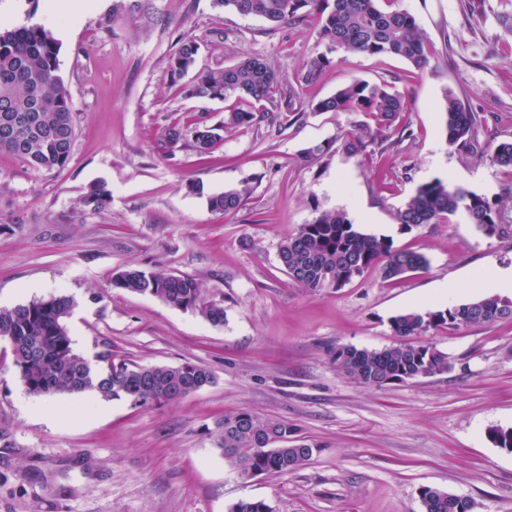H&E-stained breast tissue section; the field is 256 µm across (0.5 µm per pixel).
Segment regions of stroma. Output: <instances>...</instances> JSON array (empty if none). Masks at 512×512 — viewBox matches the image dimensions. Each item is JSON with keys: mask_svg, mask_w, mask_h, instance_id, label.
Segmentation results:
<instances>
[{"mask_svg": "<svg viewBox=\"0 0 512 512\" xmlns=\"http://www.w3.org/2000/svg\"><path fill=\"white\" fill-rule=\"evenodd\" d=\"M49 3L0 0L1 29L41 26L59 41L76 121L62 168L0 153V308L68 296L79 354L190 362L214 381L145 409L90 393L39 399L0 342V512H227L250 499L274 512H422L424 486L473 500L475 512H512V452L487 436L512 428V319L419 336L448 354L443 374L371 387L334 360L340 347L396 343L401 312L490 294L466 275L512 268V237L485 236L465 214L412 229L397 221L419 185L441 178L512 222V168L455 152L443 116L453 94L486 118L485 140L512 141V0H398L431 46L418 72L336 48L313 16L275 27L212 0H99L83 14ZM186 37L199 45L194 73L258 56L308 100L355 79L387 84L406 99L400 124L412 136L371 157L335 149L308 162L304 149L352 133V115L308 110L285 127L273 102L268 121L225 128L227 101L184 97L170 79ZM320 55L329 66L304 84L306 62ZM195 118L220 130L212 153L188 145L164 155L165 128ZM95 183L111 192L97 210L82 204ZM243 186L240 210L209 208L210 195ZM324 210L423 254L427 269L388 281L374 268L341 288H303L279 246ZM130 268L193 276L223 300L224 324L113 288V274ZM243 410L288 422L315 444L311 460L283 477L239 478L213 432Z\"/></svg>", "mask_w": 512, "mask_h": 512, "instance_id": "35a3bbf8", "label": "stroma"}]
</instances>
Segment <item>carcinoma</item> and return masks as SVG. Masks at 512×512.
<instances>
[{"mask_svg": "<svg viewBox=\"0 0 512 512\" xmlns=\"http://www.w3.org/2000/svg\"><path fill=\"white\" fill-rule=\"evenodd\" d=\"M219 10L261 18L271 24L291 23L316 14L322 32L338 48L370 56L404 59L416 69L429 60V48L419 33L416 19L396 8V0H212ZM60 44L40 26L0 30V126L5 119L22 117L25 124L10 139L0 137V152H8L36 169L64 167L71 157L76 125L70 94L57 74ZM198 45L183 41L169 62L168 72L177 81L196 63ZM330 64L324 56L308 62L304 81L315 82ZM278 86L276 71L262 58L252 56L233 66L199 74L181 87L182 94L195 99L231 101L224 125L250 128L260 123L264 102ZM314 112H348L366 117L354 124L342 147L354 155L371 157L382 149L384 133L395 126L405 111L404 98L387 85L353 80L330 97L307 102ZM444 125L448 145L466 154L490 157L500 166L512 167V142L496 146L479 140L475 113L452 94L445 97ZM220 136L198 122L172 124L162 142L167 153L192 141L201 156L214 148ZM247 188L228 189L208 197L215 211L229 213L240 209ZM111 191L101 183L89 187L83 204L94 210L106 205ZM459 212L489 237L512 234V224L503 222L485 197L436 178L421 184L399 211L398 221L407 229L426 224L449 222ZM279 260L288 275L311 291L337 288L351 282L353 274L378 267L391 280L423 269L426 258L414 251L398 249L385 237L365 233L339 210L320 212L302 224L282 242ZM112 287L124 292L147 295L182 310H192L214 326L224 324V301L204 297L197 279L173 275L162 269H125L112 276ZM72 301L54 295L28 305L0 309V337L11 338L10 352L15 377L30 395L53 397L60 394L92 392L103 400H123L135 408L162 406L177 401L178 383L206 382L213 379L207 368L179 365H129L104 351L91 361L75 352L66 321ZM512 317V299L499 295L478 297L445 309H414L394 316L392 330L402 341L380 349L356 347L336 349V364L349 377L367 386H381L385 380L403 382L451 369L448 355L432 346L403 341L431 329L492 323ZM288 440L296 435L288 423L261 418L249 411L224 416L218 423L216 445L224 460L236 471L258 469L269 475L286 476L305 465L315 445L297 439L290 448L260 452L259 438L266 430ZM488 438L499 448L512 450V428L491 427ZM423 512H472V500L424 486L419 491Z\"/></svg>", "mask_w": 512, "mask_h": 512, "instance_id": "cac0c4a2", "label": "carcinoma"}]
</instances>
